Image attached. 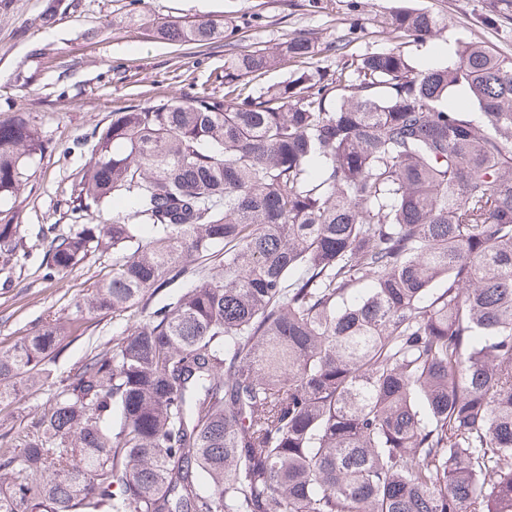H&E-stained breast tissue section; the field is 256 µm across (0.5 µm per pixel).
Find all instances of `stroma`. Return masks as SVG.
<instances>
[{
  "label": "stroma",
  "instance_id": "stroma-1",
  "mask_svg": "<svg viewBox=\"0 0 512 512\" xmlns=\"http://www.w3.org/2000/svg\"><path fill=\"white\" fill-rule=\"evenodd\" d=\"M0 0V119L29 116L53 149L30 160L27 184L17 198L0 204L20 225V246L0 255V349L48 318L69 325L55 368L76 369L91 350L111 347L126 329L108 313L73 319L76 305L112 270L111 253L93 252L63 278L48 280L42 262L48 237L91 222L79 210L72 184L93 145L95 125L130 105L149 106L175 93L215 90L224 69V47L169 44L140 27L155 21L228 20L243 28L246 44L272 46L295 34H312L321 52L313 61L332 72L342 60L328 46L349 36L350 53L390 48L375 24L378 15L408 6L442 14L446 27L426 43H408L419 64L447 63V48L471 37L512 55V20L483 24L489 0ZM54 395L44 385L19 393L0 410L11 427L47 408Z\"/></svg>",
  "mask_w": 512,
  "mask_h": 512
}]
</instances>
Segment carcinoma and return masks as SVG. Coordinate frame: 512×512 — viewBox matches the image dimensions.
Segmentation results:
<instances>
[{"mask_svg": "<svg viewBox=\"0 0 512 512\" xmlns=\"http://www.w3.org/2000/svg\"><path fill=\"white\" fill-rule=\"evenodd\" d=\"M443 28L400 7L396 46L327 74L312 36L156 25L224 42V93L93 129L78 207H133L52 237L46 275L112 251L75 316L136 320L66 375L58 318L0 349V405L56 386L0 456V512H512V57L475 40L423 68L401 50ZM459 87L479 111L448 105ZM48 150L29 118L0 121V202ZM19 232L0 224L1 254Z\"/></svg>", "mask_w": 512, "mask_h": 512, "instance_id": "carcinoma-1", "label": "carcinoma"}]
</instances>
